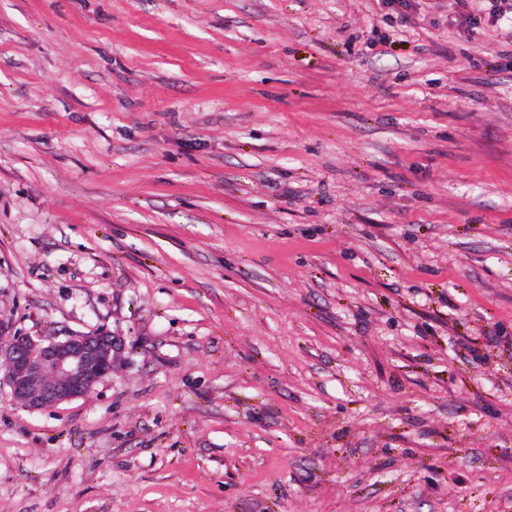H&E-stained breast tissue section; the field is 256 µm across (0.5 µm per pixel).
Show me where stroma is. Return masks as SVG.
Instances as JSON below:
<instances>
[{
	"label": "stroma",
	"mask_w": 512,
	"mask_h": 512,
	"mask_svg": "<svg viewBox=\"0 0 512 512\" xmlns=\"http://www.w3.org/2000/svg\"><path fill=\"white\" fill-rule=\"evenodd\" d=\"M0 0V512H512V34L482 0ZM0 325V388L26 411H40L89 395L112 375L121 340L112 331L95 330L58 337L13 334ZM2 367L4 373L2 375Z\"/></svg>",
	"instance_id": "stroma-1"
}]
</instances>
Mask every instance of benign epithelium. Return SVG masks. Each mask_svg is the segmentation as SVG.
<instances>
[{
  "label": "benign epithelium",
  "instance_id": "obj_1",
  "mask_svg": "<svg viewBox=\"0 0 512 512\" xmlns=\"http://www.w3.org/2000/svg\"><path fill=\"white\" fill-rule=\"evenodd\" d=\"M0 325V386L11 402L26 411H40L89 395L112 375L121 340L109 330L57 337L6 336Z\"/></svg>",
  "mask_w": 512,
  "mask_h": 512
}]
</instances>
